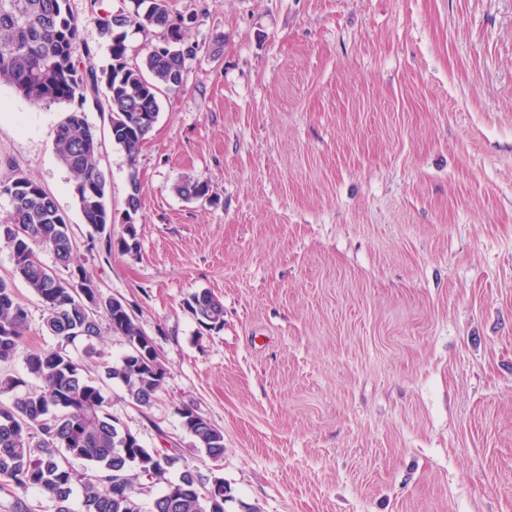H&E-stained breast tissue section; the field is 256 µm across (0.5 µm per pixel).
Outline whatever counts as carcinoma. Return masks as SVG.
<instances>
[{
  "label": "carcinoma",
  "instance_id": "obj_1",
  "mask_svg": "<svg viewBox=\"0 0 512 512\" xmlns=\"http://www.w3.org/2000/svg\"><path fill=\"white\" fill-rule=\"evenodd\" d=\"M67 0H0V82L33 104L70 102L86 87L105 82L112 113L113 142L130 164L159 115L161 95L179 89L186 61L196 51L184 45L185 18L172 13L168 0H130V7L97 19L109 42L112 63L96 73H81L75 64L79 31L66 11ZM157 35L158 43L139 60L129 55V30ZM54 149L70 173L75 201L86 223L104 237L107 253L136 250V234L112 239V211L106 202L107 181L98 168L96 130L84 113L72 111L56 130ZM174 192L187 199H204L210 186L184 179ZM0 196L9 210L0 217V238L12 248L13 272L0 278V362L8 360L28 328V314L16 295L13 279H20L41 300L43 329L56 337L60 348L29 354L27 373L38 382L0 405V490H13V512H35L24 499L31 488L55 503V512L70 507L73 485L80 482L81 512H142L136 479L146 476L165 483L151 512H224V478L203 477L185 467L175 481L165 478L175 459L136 442H118L127 432L112 416L103 388L84 374L65 347L93 341L107 321L112 333L125 338L128 351L104 365L105 375L124 387L129 401L149 408L167 374L164 363L146 356V335L134 314L112 309L108 303L92 315L76 290L75 281L58 277L36 254L52 253L56 263L72 261L74 241L66 217L55 200L28 175L17 172L0 182ZM185 305L200 327L224 325V305L209 291L191 294ZM182 425L197 448L213 461L224 457V433L191 406L179 409ZM86 462V472H74L71 460Z\"/></svg>",
  "mask_w": 512,
  "mask_h": 512
}]
</instances>
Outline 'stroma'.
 Masks as SVG:
<instances>
[{
    "mask_svg": "<svg viewBox=\"0 0 512 512\" xmlns=\"http://www.w3.org/2000/svg\"><path fill=\"white\" fill-rule=\"evenodd\" d=\"M69 0L80 70L110 63ZM196 54L162 95L136 161L112 141L105 87L33 105L0 83V181L33 178L66 216L77 264L125 301L167 367L130 404L99 359L67 353L148 448L224 478V512H512V0H169ZM100 142L113 237L138 183L136 252L91 246L57 126ZM190 178L207 198L172 190ZM0 373L54 349L43 307ZM224 304L201 328L190 294ZM224 433L214 462L178 414Z\"/></svg>",
    "mask_w": 512,
    "mask_h": 512,
    "instance_id": "stroma-1",
    "label": "stroma"
}]
</instances>
